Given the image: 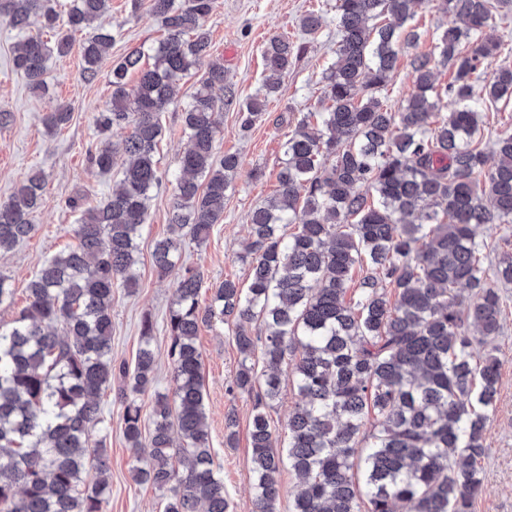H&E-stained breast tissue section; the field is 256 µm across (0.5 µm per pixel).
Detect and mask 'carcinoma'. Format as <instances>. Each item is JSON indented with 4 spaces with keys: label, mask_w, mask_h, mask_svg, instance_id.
I'll return each instance as SVG.
<instances>
[{
    "label": "carcinoma",
    "mask_w": 512,
    "mask_h": 512,
    "mask_svg": "<svg viewBox=\"0 0 512 512\" xmlns=\"http://www.w3.org/2000/svg\"><path fill=\"white\" fill-rule=\"evenodd\" d=\"M111 0H70L66 25L86 30L83 74L95 77L112 34L95 22ZM420 0H336V62L324 77L319 111L309 112L284 144L276 194L250 214L240 260L251 281L226 279L200 308L201 274L180 269L169 307L172 394L156 393L152 429L144 435L137 396L156 381L154 323H141L134 366L112 362V289L137 285V240L161 175L155 160L164 132L161 112L183 77L204 74L181 115L188 148L168 236L155 242L153 265L174 270L185 238L201 245L224 221L238 158L214 153L219 100L235 93L224 63L209 60L204 28L214 0H150L166 30L152 67L127 82L142 50L110 64L112 96L95 116L98 141L89 165L108 172V136L125 131L119 186L80 213L78 246L48 258L27 286V305L0 324V512H102L108 489L105 448L92 439L103 421L100 400L120 374L123 434L134 455V480L167 494L164 512H227L224 477L209 444L200 325L220 318L234 325L241 362L232 386L254 399L252 512H279L280 475L298 478L288 512H473L483 490L488 413L495 406L500 361L473 359L472 345L493 339L502 320L498 282H512V252L484 265L479 224H512V131L481 145L475 84L491 103L512 102V67L493 66L499 42L485 35L493 0H436L459 25L447 28L431 53L409 66L414 89L398 112L380 93L402 46L419 39L408 26ZM56 0H0V21L19 30L57 27ZM71 47L29 36L14 58L34 92L48 89V62ZM295 54L274 35L263 51V98L242 105L241 127L263 116ZM452 80L436 83L437 65ZM451 99L454 109L440 116ZM71 119L59 107L43 118L55 134ZM45 180L35 172L0 201V254L32 232ZM371 195L360 192L361 187ZM294 231L286 233L288 226ZM360 271L357 298L346 300ZM394 288L389 297L386 287ZM475 289L471 300L462 295ZM262 326L253 334L252 324ZM262 351L265 369L250 363ZM288 365L298 399L287 435L278 442L267 409L279 399ZM374 429L361 435L365 422ZM363 451H357L360 442Z\"/></svg>",
    "instance_id": "carcinoma-1"
}]
</instances>
